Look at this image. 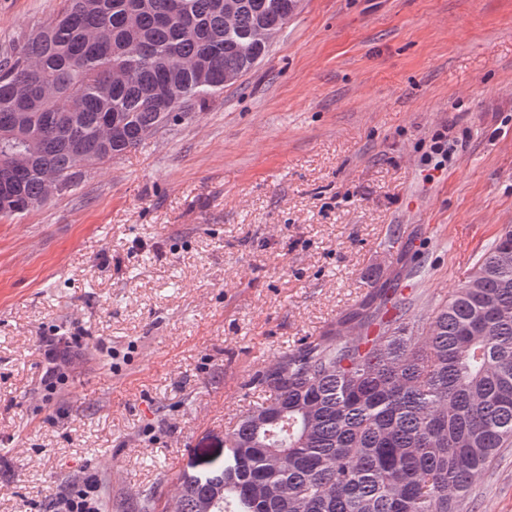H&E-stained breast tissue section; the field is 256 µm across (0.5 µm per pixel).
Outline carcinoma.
<instances>
[{
    "label": "carcinoma",
    "mask_w": 512,
    "mask_h": 512,
    "mask_svg": "<svg viewBox=\"0 0 512 512\" xmlns=\"http://www.w3.org/2000/svg\"><path fill=\"white\" fill-rule=\"evenodd\" d=\"M67 0L0 52V217L181 125L268 51L297 0ZM399 278L257 374L264 399L224 464L182 479L179 512H461L512 447V225L466 281L408 321Z\"/></svg>",
    "instance_id": "1"
}]
</instances>
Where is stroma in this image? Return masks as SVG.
Wrapping results in <instances>:
<instances>
[{
	"instance_id": "35a3bbf8",
	"label": "stroma",
	"mask_w": 512,
	"mask_h": 512,
	"mask_svg": "<svg viewBox=\"0 0 512 512\" xmlns=\"http://www.w3.org/2000/svg\"><path fill=\"white\" fill-rule=\"evenodd\" d=\"M64 0H0V48ZM459 143L433 154V136ZM512 225V0H300L206 111L0 219V512H104L224 461L248 382L407 252L412 314ZM81 339L56 393L39 336ZM468 512H512V448ZM53 512H102L99 487L93 477L69 484L54 498Z\"/></svg>"
}]
</instances>
